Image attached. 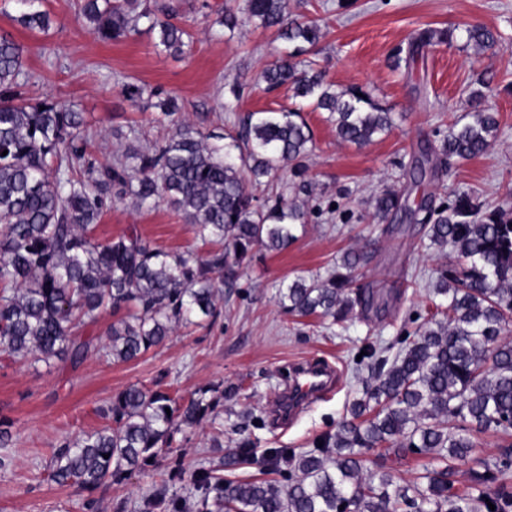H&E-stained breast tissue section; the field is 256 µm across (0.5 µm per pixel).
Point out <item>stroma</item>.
<instances>
[{"label": "stroma", "instance_id": "stroma-1", "mask_svg": "<svg viewBox=\"0 0 512 512\" xmlns=\"http://www.w3.org/2000/svg\"><path fill=\"white\" fill-rule=\"evenodd\" d=\"M147 3L177 7L178 23L193 36L189 53L161 51L144 19L127 38L99 40L78 15L75 0H42L52 26L34 35L16 21L14 0H0V28L25 48L30 80L22 95L33 102L48 98L76 105L95 137L98 160L111 159L129 143L146 148L170 134L157 106L169 96L178 99L184 122L207 133H227L248 114L291 104L288 87L269 91L258 81L283 47L274 30L250 23L230 31L215 24L224 8L243 6L244 0ZM288 8L318 20L323 36L317 58L327 81L339 89L372 92L392 109L394 129L360 147L338 139L325 113L304 110L315 141L306 160L311 192L304 198L311 220L288 249L259 253L243 265L235 288L223 292L222 315L214 324L178 327L162 346L127 363L107 361L97 350L76 365L66 359L15 363L0 354V417L14 423L12 463L0 469V512H83L84 493L50 478L53 450L65 437L104 426L102 407L132 384H158L183 397L205 387L224 388L219 422L224 447L211 446L219 424L188 430L181 450L186 471L218 465L224 449L233 447L238 426L260 456L271 448L312 449L319 437L335 431L361 395L369 376L361 350L372 344L394 357L401 338L435 316L436 270L453 263L456 254L449 246H421L420 225H393L360 271L362 283L376 294L375 309L340 326L286 314L279 288L300 273L327 274L344 252L361 246L371 221L368 201L382 189L407 192L415 200L428 194L438 203L468 191L490 205L512 207V51L476 56L440 45L422 51L411 68L392 65L394 49L407 46L424 27L481 23L512 40V0H288ZM480 74L495 90L497 138L485 154L455 164L444 181L411 188L402 163L420 155L436 129L470 112L468 89ZM234 80L245 90L228 111L224 85ZM130 85L145 88V96L131 101ZM342 207L352 209L355 220L341 221ZM132 230L169 252L204 258L214 248L167 205L141 208L129 195L104 213L95 237L103 242ZM301 361L337 366L341 383L287 423H277L269 402ZM167 479L160 468L99 491L102 512H113L118 503L125 512H139L142 499Z\"/></svg>", "mask_w": 512, "mask_h": 512}]
</instances>
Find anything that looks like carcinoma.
<instances>
[{
    "label": "carcinoma",
    "mask_w": 512,
    "mask_h": 512,
    "mask_svg": "<svg viewBox=\"0 0 512 512\" xmlns=\"http://www.w3.org/2000/svg\"><path fill=\"white\" fill-rule=\"evenodd\" d=\"M16 21L47 32L51 17L40 0H17ZM78 14L101 39L120 40L145 19L162 50L184 54L190 35L141 0H76ZM257 21L276 30L280 57L260 79L269 88L288 86L298 107L250 115L239 130L218 137L178 117L171 97L163 114L172 133L145 150L128 148L109 163L92 151L83 113L52 100L30 103L19 88L27 83L24 47L0 31V351L15 362L82 360L94 338L74 328L96 323L105 312L118 319L107 330L105 355L129 362L161 346L183 324L201 326L220 315L221 281L232 288L238 269L257 250L280 251L297 239L310 212L277 193L260 199L247 182L261 183L290 164L294 194L308 191L306 159L313 133L302 106L327 113L344 142L366 145L387 134L392 113L361 88L334 90L309 58L322 37L317 21L286 10L285 0H246L243 15L226 9L214 24L232 30ZM480 54L498 46L501 34L487 26L422 29L394 65L409 66L436 45ZM491 87L469 92L479 107L470 120L435 131L434 153L467 160L491 147L499 130ZM6 155H1V152ZM132 195L140 207L167 204L181 212L197 235L218 248L204 259L171 254L134 230L104 243L94 230L112 199ZM372 231L381 234L408 198L385 190L372 200ZM431 244H448L458 264L439 270L434 294L448 297V315L406 338L393 360L367 348L372 376L349 416L322 446L299 454L268 452L270 472L285 481L239 482L224 477L255 459V442L238 439L221 464L191 474L200 492L191 502L157 487L140 512H512V444L496 461L476 454L473 431L512 430V217L490 210L477 195L459 192L431 206L422 224ZM371 259L357 249L344 254L327 276H296L280 289L284 310L343 323L365 309L367 289L356 273ZM224 407V391L200 389L187 398L160 388L129 385L102 409L109 424L63 441L50 462L52 480L76 485L96 508L93 494L135 473L160 466L182 479L177 435ZM379 448L400 457L427 454L431 461L416 481L402 486L386 471L368 468ZM469 465V485L455 487L458 466ZM495 505L490 510L489 505Z\"/></svg>",
    "instance_id": "obj_1"
}]
</instances>
